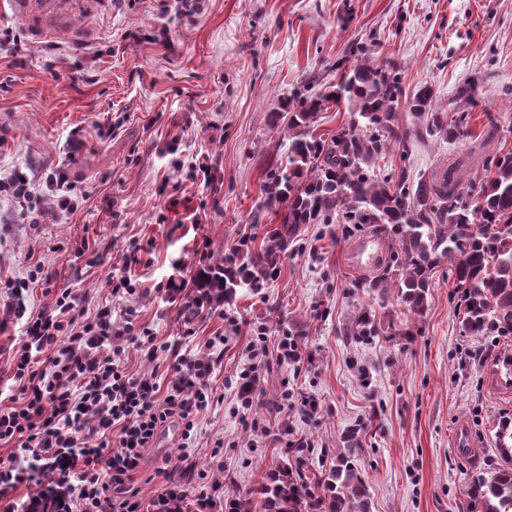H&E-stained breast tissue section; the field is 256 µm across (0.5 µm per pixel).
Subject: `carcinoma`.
Listing matches in <instances>:
<instances>
[{
    "label": "carcinoma",
    "mask_w": 512,
    "mask_h": 512,
    "mask_svg": "<svg viewBox=\"0 0 512 512\" xmlns=\"http://www.w3.org/2000/svg\"><path fill=\"white\" fill-rule=\"evenodd\" d=\"M371 55L369 46L351 45L336 63V81L318 78L319 90L306 86L271 113L272 124L284 123L288 153L267 161L262 208L280 223L257 247L240 237L210 262L204 286L223 289L228 303L239 289L259 291L279 277L304 226L351 224L383 236L390 249L386 265L353 287L382 297L393 290L404 311L421 316L436 269L446 263L464 335L512 336V149L499 150L462 181L450 175L413 181L411 144L466 138L479 85L471 79L456 87L453 101L464 109L452 113L437 103L433 85H420L406 107L426 124L402 128L394 123L403 94L400 66ZM330 105L346 107L351 119L324 139L315 124ZM396 149L399 163L381 169L378 162ZM348 335H378L372 314L358 312ZM497 448L505 464L476 475L467 512H512V425H499ZM352 457L342 454L312 477L300 459L294 468H277L249 497L225 502L224 512H370L368 488Z\"/></svg>",
    "instance_id": "obj_1"
}]
</instances>
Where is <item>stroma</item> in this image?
<instances>
[{
	"instance_id": "obj_1",
	"label": "stroma",
	"mask_w": 512,
	"mask_h": 512,
	"mask_svg": "<svg viewBox=\"0 0 512 512\" xmlns=\"http://www.w3.org/2000/svg\"><path fill=\"white\" fill-rule=\"evenodd\" d=\"M11 2L0 0V31L19 42L0 52V176L41 185L63 171L78 207L31 224L0 196V395L17 391L13 354L25 339L10 286L41 263L55 289L32 285L30 310L70 288L91 309L111 307L114 325L132 321L184 353L226 339L214 378L223 401L200 414L195 439L173 423L145 450L134 477L143 502L167 488L166 456L203 478L188 488L187 512H224L270 469L299 458L311 473L351 450L371 512H462L473 478L501 462L496 433L512 401L487 392L484 367L512 337L462 334L447 268L413 317L395 295L350 290L358 232L311 224L268 288L239 291L193 324L154 287L181 277L194 294L197 249L219 258L240 236L262 239L267 226L252 216L263 163L288 148L268 115L351 44L400 63L407 96L428 82L446 104L463 79L480 82L470 137L415 145L414 175L457 176L512 148V0H62L58 34L32 30ZM202 161L213 181L191 179ZM126 276L143 292L113 296L110 279ZM363 309L378 336H343ZM261 333L272 348L295 334L300 358L258 364L245 410L236 380ZM461 422L474 456L452 446Z\"/></svg>"
}]
</instances>
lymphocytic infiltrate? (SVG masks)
Instances as JSON below:
<instances>
[{
  "mask_svg": "<svg viewBox=\"0 0 512 512\" xmlns=\"http://www.w3.org/2000/svg\"><path fill=\"white\" fill-rule=\"evenodd\" d=\"M84 300L66 289L49 311L28 313L20 296L11 305L26 338L14 355L20 393L0 408V444L13 457L0 463V512H141L131 480L145 449L170 423L191 438L215 400L223 339L176 356L162 385L130 374L122 361L129 345L156 355L155 336L130 323L114 327L106 309L78 319ZM39 474L49 484L19 495Z\"/></svg>",
  "mask_w": 512,
  "mask_h": 512,
  "instance_id": "obj_1",
  "label": "lymphocytic infiltrate"
}]
</instances>
